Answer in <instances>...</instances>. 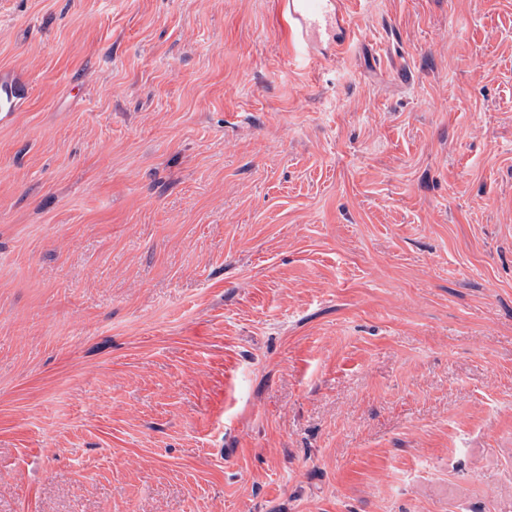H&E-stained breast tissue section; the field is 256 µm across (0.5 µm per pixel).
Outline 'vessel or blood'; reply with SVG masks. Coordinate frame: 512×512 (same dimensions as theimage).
I'll use <instances>...</instances> for the list:
<instances>
[{
	"label": "vessel or blood",
	"instance_id": "obj_1",
	"mask_svg": "<svg viewBox=\"0 0 512 512\" xmlns=\"http://www.w3.org/2000/svg\"><path fill=\"white\" fill-rule=\"evenodd\" d=\"M348 0H278L281 23L298 56L314 63L332 60L345 51L355 34L357 14ZM29 85L21 79L0 85V112L19 111Z\"/></svg>",
	"mask_w": 512,
	"mask_h": 512
}]
</instances>
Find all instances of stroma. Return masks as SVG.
<instances>
[{
	"label": "stroma",
	"mask_w": 512,
	"mask_h": 512,
	"mask_svg": "<svg viewBox=\"0 0 512 512\" xmlns=\"http://www.w3.org/2000/svg\"><path fill=\"white\" fill-rule=\"evenodd\" d=\"M0 0V512H512V0ZM358 0H279L281 23L288 29L292 48L310 63L334 60L355 34L357 13L344 4ZM6 82L7 84L0 85V112L2 114L19 111L29 91V84L25 80L16 79Z\"/></svg>",
	"instance_id": "1"
}]
</instances>
